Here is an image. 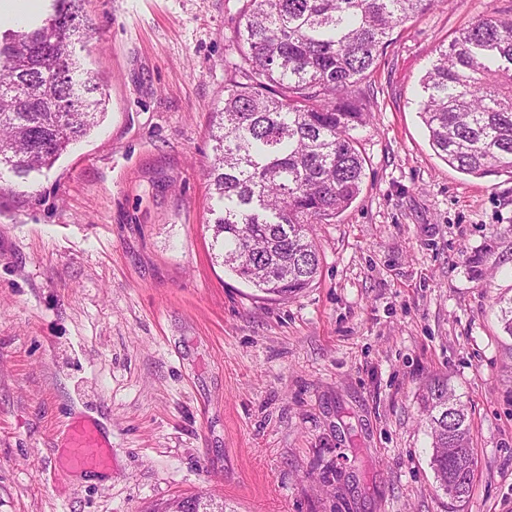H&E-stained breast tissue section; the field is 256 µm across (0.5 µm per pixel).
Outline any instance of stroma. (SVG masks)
<instances>
[{
	"label": "stroma",
	"instance_id": "obj_1",
	"mask_svg": "<svg viewBox=\"0 0 512 512\" xmlns=\"http://www.w3.org/2000/svg\"><path fill=\"white\" fill-rule=\"evenodd\" d=\"M245 0H85L105 115L51 169L0 180V512H448L420 394L447 377L478 460L465 512H512V175L448 166L417 89L512 0H439L354 96L362 190L317 224L319 274L267 300L215 242L212 114ZM90 418L112 461L62 469Z\"/></svg>",
	"mask_w": 512,
	"mask_h": 512
}]
</instances>
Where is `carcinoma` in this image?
Wrapping results in <instances>:
<instances>
[{
    "label": "carcinoma",
    "instance_id": "carcinoma-1",
    "mask_svg": "<svg viewBox=\"0 0 512 512\" xmlns=\"http://www.w3.org/2000/svg\"><path fill=\"white\" fill-rule=\"evenodd\" d=\"M30 30L0 33V172L50 169L104 115L98 78L74 45L93 30L83 0H55ZM236 31L243 64L224 83L209 177L224 268L285 300L320 268L310 233L358 197L365 162L353 135L367 113L352 87L377 65L394 28L432 0H246ZM436 154L461 173L512 174V17L480 19L439 50L419 83ZM431 469L453 507L476 468L468 407L445 380L421 395Z\"/></svg>",
    "mask_w": 512,
    "mask_h": 512
}]
</instances>
